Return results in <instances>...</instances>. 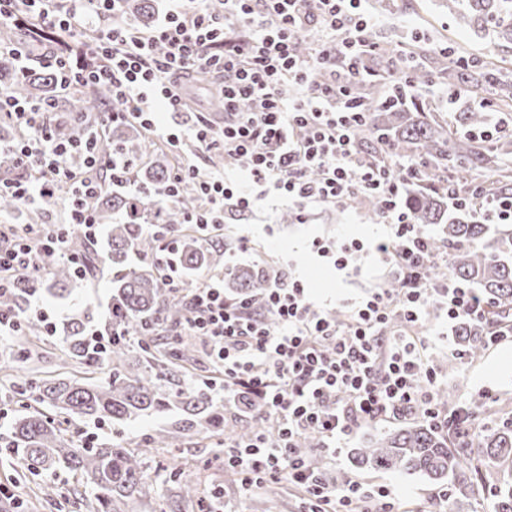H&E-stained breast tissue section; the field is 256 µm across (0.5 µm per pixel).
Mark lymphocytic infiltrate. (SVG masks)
<instances>
[{
  "instance_id": "lymphocytic-infiltrate-1",
  "label": "lymphocytic infiltrate",
  "mask_w": 512,
  "mask_h": 512,
  "mask_svg": "<svg viewBox=\"0 0 512 512\" xmlns=\"http://www.w3.org/2000/svg\"><path fill=\"white\" fill-rule=\"evenodd\" d=\"M120 2L0 0V26L26 11L38 31L79 38L93 30L88 58L75 63L46 49L40 66L55 76L58 97L88 84L105 96L96 115H72L79 133L64 137L56 100L22 101L0 88V117L16 126L14 137L0 139V160L13 168L0 176V194L10 193L23 210L43 209L61 189L68 200L67 223L0 230V290L22 275L44 281L53 262H74L71 235L97 240L92 201L102 184L76 172L68 159L83 153L87 168L106 169L114 185L128 186L122 158L95 150L97 139L119 122L140 123L172 147L187 138L206 153L223 149L225 163L243 169L245 189L224 170L180 164L168 190L153 195L154 203L171 204L182 182L195 181L199 202L184 211L183 221L202 231L223 223L227 210L252 209L269 192L300 217L314 204L373 198L377 221L387 229L374 251L390 267L393 285L352 304L341 318L314 307L304 283L283 267L265 270L259 308L225 295L229 264L186 287L166 228L158 232L154 259L186 304L185 333L204 341L224 378L225 397L249 393L258 411L278 422L272 438L225 439L224 466L240 487L255 492L288 484L309 502L308 512H422L387 486L333 476L296 452L302 437L314 433L322 457L332 460L361 427L402 418L451 424L464 436L476 427L468 407L439 403L437 373L425 356L429 339L416 330L437 308L452 321H481L485 304L463 282L430 277L441 258L401 201L421 176L419 164L379 163L357 139L366 114L355 89L376 80L365 61L380 50L363 0H170L145 32L117 19ZM305 32L313 41L303 54ZM197 73L214 78L223 120L200 115L184 129L164 126L161 114L187 109L189 80ZM449 196L470 201L489 223H512L511 197L487 195L477 183Z\"/></svg>"
}]
</instances>
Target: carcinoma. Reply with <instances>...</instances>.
<instances>
[{"label": "carcinoma", "mask_w": 512, "mask_h": 512, "mask_svg": "<svg viewBox=\"0 0 512 512\" xmlns=\"http://www.w3.org/2000/svg\"><path fill=\"white\" fill-rule=\"evenodd\" d=\"M445 7L461 27L489 29L500 39L512 44V0H446ZM123 18L146 30L156 20L155 0H125ZM58 49L76 56L85 53L91 43H70L52 32L37 36ZM422 62L415 82L422 87L431 79L448 82V88L473 96L487 89L493 91L497 106L512 110V82L500 68L486 59L461 57L448 66L447 56L426 42L415 45ZM4 87L19 98L49 100L56 95L51 74L44 69H31L20 76L13 59L0 57V79ZM356 95L363 103L368 123L358 133V140L376 151L388 143L400 149L415 148L432 167L451 171L448 189L461 187L476 177L489 181V194L507 196L512 191V175L503 167L502 157L509 144L487 148L476 138L458 134L457 128L481 131L488 115L480 109L467 108L449 123L425 111L416 98L403 94L395 83L380 92L378 85H361ZM103 108V97L96 91L77 90L67 102L70 112L94 114ZM148 133L135 123L114 126L97 143L99 155L107 157L120 151L132 163L131 170L140 185L156 192L164 186L173 157L163 149L154 152L150 164L139 162L142 144ZM180 204L159 207L138 193L106 189L96 203V220L105 226L101 250L91 248L81 237L70 238V251L83 259L87 272L96 273L100 264L110 262L112 272L113 324L124 336L112 343L104 355L97 356L88 346L86 325L94 319L93 310L85 308L73 316L59 336L68 360L88 369L112 367L109 377L85 382L72 377L53 382L40 378L13 384V394L27 401L24 412L11 424L8 441L0 448L20 460L33 476L65 468L77 476L73 487V504L86 512H130L129 506L150 493L144 465L146 455L154 448H169L172 433L202 435L216 443L224 437L247 438L256 430L274 431L276 423L254 413L253 398L245 395L233 402L234 408L249 417V426L238 430L226 426L224 407L212 397L204 385L181 384L170 376L171 368L181 363H198V349L192 336H157L155 332L177 327L185 322L188 310L184 302L174 298L163 273L151 261L135 264L131 255L151 256L158 240L147 230L149 224L174 228L177 248L175 257L184 272H197L223 262L221 252L207 247L196 227L182 223L184 207L197 199L195 182L186 180L179 188ZM405 202L420 228L440 226V234L432 236L433 247L448 253V269L440 266L431 277L440 280L448 275L475 288L490 302L484 324L461 319L456 336L463 352L471 360L486 350L485 334L496 329L512 308V224H480L473 220L472 208L451 203L447 189L438 185L437 175L410 184ZM78 277L66 262L53 265L46 289L62 297ZM229 285L236 293L260 301L265 283L261 274L244 267L234 268ZM38 284L26 277L16 279L12 289L0 293V312L16 313L27 307L30 293ZM136 353L142 361L130 363L127 357ZM182 411L181 417L156 428L149 435L147 447L133 452L121 442L93 441L87 446L67 437L64 425L73 418L122 422L160 413L169 407ZM512 459V420L492 426H481L464 443L447 430L419 423L411 427L386 431L369 439L367 446L355 449L352 460L356 467L381 472L419 475L452 488L448 512H455V500L471 498L480 501L485 493L479 481L480 468L500 459ZM165 469L173 484H184L186 495L167 501L165 512H186V496L191 494V471L176 457L166 461ZM494 512H512V485L493 490Z\"/></svg>", "instance_id": "1"}]
</instances>
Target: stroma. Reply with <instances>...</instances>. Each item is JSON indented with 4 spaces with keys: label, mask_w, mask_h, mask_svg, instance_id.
Listing matches in <instances>:
<instances>
[{
    "label": "stroma",
    "mask_w": 512,
    "mask_h": 512,
    "mask_svg": "<svg viewBox=\"0 0 512 512\" xmlns=\"http://www.w3.org/2000/svg\"><path fill=\"white\" fill-rule=\"evenodd\" d=\"M366 9L379 19L376 36L381 46L388 50V59H395L397 50L410 39L418 38L437 48H454L457 54L491 58L503 67L505 75L512 79V45L502 44L484 33L458 27L449 16L447 8L439 0H367ZM287 204L279 197L270 195L245 212L228 214L220 230L211 232L209 244L223 249L227 244H238L247 238L249 249L243 256L242 265L257 269L278 265L282 258L294 260L295 276L306 279L311 285L312 302L326 311L336 312L342 301L360 299L388 280V270L378 263L368 246L384 231L374 217L361 209L311 206L305 222H282L281 214ZM351 237L364 244L361 252L354 255L349 267L339 271L326 259L314 253L316 240L333 241ZM112 275L104 273L82 282L66 298L46 295V307L72 315L85 305L95 309L94 327L109 324L111 308ZM433 327L428 354L438 374L441 388L447 389L452 402L468 401L470 405L483 404L485 393L502 399L507 415L512 416V339L487 349L477 361L458 358V341L454 323L448 322L444 312H432L426 321ZM61 347L58 337H44L31 358L19 356L20 339L16 336L0 337V373L9 378L30 374L44 379L65 378L75 374L72 366L61 365L57 354ZM158 417H142L125 423L75 422L70 429L76 439L95 435L109 440L123 437L132 447L144 445L146 434L158 424ZM362 434H355L348 442V450L342 451L336 460L338 473L362 478L377 485L395 488L405 499L421 504L425 512H443L441 502L435 499L436 484L424 479L400 473L359 469L350 461V451L359 447ZM215 452L210 440L199 437L177 438L173 448H162L149 459L148 472L154 488L148 498L136 503V512H157L159 505L178 490L167 482L159 465L171 455L179 454L190 463H198L212 457ZM73 475L64 469L56 473L33 476L28 474L18 460L0 455V512H53L42 506L38 488L54 485L60 500H68L73 487ZM230 487L224 512H295L297 502L287 487H280L277 496L257 495L247 498L232 490L234 478L226 474L223 465L214 464L202 472L196 483L198 496H207L212 485Z\"/></svg>",
    "instance_id": "35a3bbf8"
}]
</instances>
